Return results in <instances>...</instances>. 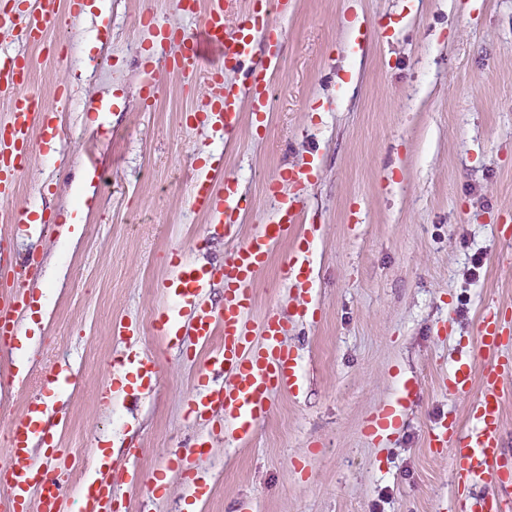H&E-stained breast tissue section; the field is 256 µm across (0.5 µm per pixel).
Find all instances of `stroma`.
I'll return each mask as SVG.
<instances>
[{
  "instance_id": "stroma-1",
  "label": "stroma",
  "mask_w": 512,
  "mask_h": 512,
  "mask_svg": "<svg viewBox=\"0 0 512 512\" xmlns=\"http://www.w3.org/2000/svg\"><path fill=\"white\" fill-rule=\"evenodd\" d=\"M201 16L173 0H103L71 13L56 0L50 53L15 32L0 47L32 58L28 90L60 114L64 134L34 141L11 205L0 204V242L14 259L38 257L28 295L50 308L27 355L25 390L7 381L15 359L0 350V428L28 401L48 399L66 420L57 443L79 461L65 487L96 475V451L114 448L110 472L121 512H440L464 493L449 456L427 443L440 415L473 426L470 402L445 381L471 347L483 306L512 307V0H288L273 80L274 108L257 128L242 108L224 138L184 114L203 104V82L167 67L180 50L156 26L196 32ZM152 63L155 96L143 66ZM204 157L238 183L247 203L231 233L192 208L189 189ZM315 162L311 184L281 181ZM305 200L316 227L306 293L283 265L299 244L282 241L256 277L254 318L274 310L291 323L284 342L301 384L278 394L249 438L209 434L188 415L206 356L187 336L157 330L168 257L182 249L220 270L234 241L273 213L268 184ZM40 213L34 232L9 223V207ZM84 209L81 237L61 239L64 215ZM315 316H300L304 306ZM133 322L120 341L112 324ZM151 354L159 385L138 398L104 400L112 359ZM58 363L73 380L56 400L45 378ZM391 408L396 430L370 436L369 418ZM210 437L208 448L194 443ZM190 453L193 478L169 466ZM138 466L140 479L125 470ZM163 486L156 496L148 489ZM209 489L194 498L195 483Z\"/></svg>"
}]
</instances>
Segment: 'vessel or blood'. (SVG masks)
<instances>
[{"instance_id": "obj_1", "label": "vessel or blood", "mask_w": 512, "mask_h": 512, "mask_svg": "<svg viewBox=\"0 0 512 512\" xmlns=\"http://www.w3.org/2000/svg\"><path fill=\"white\" fill-rule=\"evenodd\" d=\"M238 0H175L182 13L202 12L200 30L190 34L158 27L160 40H174L180 52L170 62L171 71L201 80L207 98L200 110L187 113L195 121L230 137L236 134L242 105H249L257 126H264L273 107L272 78L280 66L282 29L273 26L269 14L257 10H237ZM54 9L53 0H0V31L18 32L26 41L42 42ZM236 15L235 28H228L229 15ZM219 46L224 50L218 66L204 63V50ZM264 49V65H256V47ZM31 63L28 58L0 50V99L8 101L6 120L0 121V202L13 199L26 169L27 155L35 138H56L59 115L42 105L26 86ZM242 74L239 84L226 85L225 72ZM198 176L192 187V205L206 214L209 223L233 228L242 220L237 181L222 168L199 162ZM305 221V202L299 197L278 196L277 210L271 221L255 225L248 238L233 245L224 262L223 272L186 262L180 251H173L174 275L162 286L169 304L160 314L165 334H192L197 343L207 344L214 334L224 343L204 362L207 374H220L226 381L211 386L188 400L189 413L196 422L211 421L222 414L234 422L233 433L248 437L263 421L276 391H293L299 382L295 355L283 342L288 323L270 312L254 321L255 280L265 267L274 247L288 238ZM312 248L303 242L289 254L283 274L288 282L311 288ZM23 272L0 246V341H18L19 324L29 299L17 281ZM224 282V302L209 305L206 295L216 280ZM512 343V323L504 320L497 304L486 305L479 317L476 340L468 354L448 379L449 389L471 399L474 426L459 428L455 417L437 418L428 431V445L450 449V479L463 487L468 496V512H512V451L504 445L502 408L504 388L501 374L512 368V356L504 348ZM483 368H476V360ZM120 381L128 394L140 388L154 387L160 379L155 359L148 355L137 359L121 356ZM45 410L41 400L28 403L18 420L10 426L6 438L14 457L0 494V512H27L30 501H37L39 512H64L63 485L67 458L61 448L50 446L49 456L56 461L54 472L33 467L28 462L33 439H49ZM496 479L495 490L483 485L485 475ZM83 512H117L118 498L107 474L83 483L78 489Z\"/></svg>"}]
</instances>
